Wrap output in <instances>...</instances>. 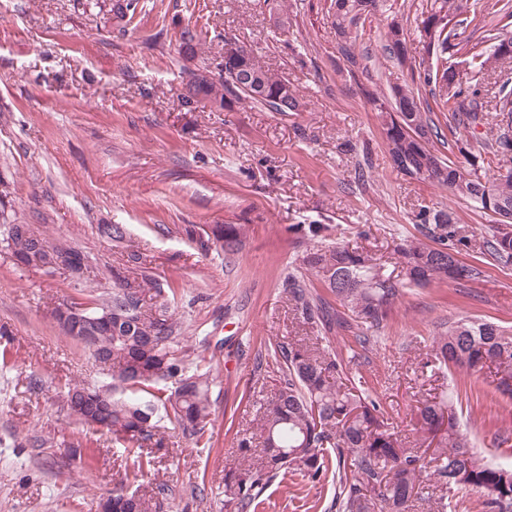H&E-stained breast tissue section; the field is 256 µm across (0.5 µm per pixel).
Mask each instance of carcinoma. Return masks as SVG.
I'll return each instance as SVG.
<instances>
[{"mask_svg": "<svg viewBox=\"0 0 512 512\" xmlns=\"http://www.w3.org/2000/svg\"><path fill=\"white\" fill-rule=\"evenodd\" d=\"M360 0H332L336 34L351 41L350 29L360 19ZM469 0H430L422 12L418 31L422 41L443 60L457 48L448 31L452 22L468 9ZM136 0H113L112 19L118 23L133 18ZM497 23L488 30L489 46L472 53L462 70L441 66L427 74L434 84L432 96L448 111V121L472 130L487 124L486 111L499 117L497 135H471L456 142L455 158L442 156L434 144L439 136L431 109L422 107L419 93L407 84L390 87L388 93L370 94L374 109L386 114V152L391 168L411 179L429 180L444 186L458 198L493 217L491 237L483 241V254L492 260L512 263V171L489 177L487 154L512 152V83L504 80L486 100L485 81L502 68L506 58L499 55L503 45L512 47V5L494 10ZM388 49L401 61L407 60L403 21L386 24ZM200 34L192 28L180 33V51L193 58ZM258 73L261 90L241 88L232 69L216 62L202 61L190 72L185 86V104L205 103L230 110L239 103L260 105L272 112H300L305 107L297 90L285 77L247 58ZM417 234L397 246L400 272L375 263L366 251L342 246L313 249L302 262L315 277L306 281L288 277L285 287L305 323L322 325L326 300L314 290L319 283L329 290L351 316L368 330L388 321L392 304L407 287H426L450 280L475 278L477 269L459 255L472 247V237L452 210L422 208L414 215ZM245 224H218L212 228L205 247L214 245L226 252L239 250L247 238ZM0 239L25 265L38 267L63 259L62 267L72 269L69 257L86 266L85 255L69 244L51 241L29 224H0ZM39 239L43 250L32 251ZM113 278L112 296L100 304L76 298L64 300L79 317L112 314V328L101 327L94 335V347L109 363L116 387L71 384L64 393L69 414L80 424L112 433L126 444V450L142 456L144 443L154 441V420L158 407L183 434L201 441L211 421L210 372L187 358L177 348L180 323L157 319L144 310L146 292L160 295L163 288L149 274L129 280L118 273ZM271 357L282 373L276 387L264 399L257 423L262 454L250 457L245 472L224 479V493L237 512H250L260 504L266 485L276 478L327 482L335 493L331 507L336 512H409L422 490L423 474L432 468L436 486L455 488L479 495L483 512H512V468L495 465L471 445L462 430L456 397L436 396L417 407L413 415L415 443L403 445L388 422L380 403L366 391L341 382L343 366L337 355L315 353L301 346L270 342ZM430 362L441 373L459 369L480 372L491 369L496 389L512 396V332L482 319H461L448 325L432 342ZM177 384L165 394L163 381ZM112 512H147L145 502L124 485L112 491Z\"/></svg>", "mask_w": 512, "mask_h": 512, "instance_id": "obj_1", "label": "carcinoma"}]
</instances>
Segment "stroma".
<instances>
[{
    "label": "stroma",
    "instance_id": "stroma-1",
    "mask_svg": "<svg viewBox=\"0 0 512 512\" xmlns=\"http://www.w3.org/2000/svg\"><path fill=\"white\" fill-rule=\"evenodd\" d=\"M480 2L449 64L481 47L496 22L488 11L495 0ZM330 3L138 0L122 30L111 0H0V202L15 223L65 239L87 258L83 273L48 272L17 264L0 242V512H96L119 483L149 512H233L224 477L245 468L238 441L255 435L260 405L279 381L265 357L274 340L338 353L408 441L429 390L471 386L463 430L492 462L512 466V397L485 373L437 378L424 365L448 322L512 326V265L464 253L476 279L403 289L387 324L364 344L357 325L309 329L283 286L288 276H306L302 257L320 246L366 247L393 268L394 246L414 234L413 217L425 206L452 209L479 237L492 223L448 188L393 171L384 117L367 98L404 83L428 95L417 31L428 0H381L362 17L352 31L356 70L338 45ZM396 15L410 67L385 47ZM187 26L202 36L194 59L179 51ZM228 41L288 78L303 111L185 105L190 70L200 58H222ZM106 224L126 225V239L113 241ZM216 224L249 225L238 252L204 250L186 233ZM308 224L331 230L314 236ZM132 251L139 266L127 262ZM140 267L166 290L153 312L181 322L182 349L214 378L202 442L161 421L166 445L143 468L111 434L69 415L68 383L111 378L51 317L65 299L110 293L104 270ZM37 438L44 447L34 446ZM72 447L80 463L69 461Z\"/></svg>",
    "mask_w": 512,
    "mask_h": 512
}]
</instances>
